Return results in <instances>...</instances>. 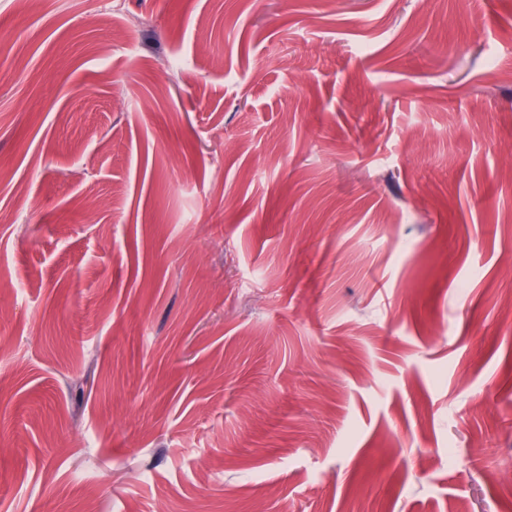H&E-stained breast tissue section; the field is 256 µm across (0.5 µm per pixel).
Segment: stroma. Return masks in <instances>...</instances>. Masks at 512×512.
Returning a JSON list of instances; mask_svg holds the SVG:
<instances>
[{
    "label": "stroma",
    "mask_w": 512,
    "mask_h": 512,
    "mask_svg": "<svg viewBox=\"0 0 512 512\" xmlns=\"http://www.w3.org/2000/svg\"><path fill=\"white\" fill-rule=\"evenodd\" d=\"M512 0H0V512H512Z\"/></svg>",
    "instance_id": "1"
}]
</instances>
